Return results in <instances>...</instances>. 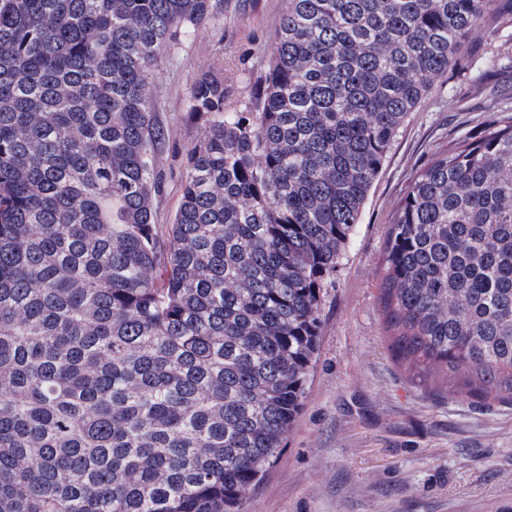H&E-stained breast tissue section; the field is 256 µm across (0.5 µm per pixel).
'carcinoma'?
Listing matches in <instances>:
<instances>
[{
	"mask_svg": "<svg viewBox=\"0 0 512 512\" xmlns=\"http://www.w3.org/2000/svg\"><path fill=\"white\" fill-rule=\"evenodd\" d=\"M235 100L202 70L161 239L159 61L223 0H0V512H239L318 351L323 290L429 82L501 0H286ZM512 101L415 173L380 304L438 391L512 394Z\"/></svg>",
	"mask_w": 512,
	"mask_h": 512,
	"instance_id": "carcinoma-1",
	"label": "carcinoma"
}]
</instances>
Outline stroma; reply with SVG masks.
Instances as JSON below:
<instances>
[{"label":"stroma","mask_w":512,"mask_h":512,"mask_svg":"<svg viewBox=\"0 0 512 512\" xmlns=\"http://www.w3.org/2000/svg\"><path fill=\"white\" fill-rule=\"evenodd\" d=\"M284 8L285 0H224L219 21L158 65L149 92L166 132L160 234L179 205L183 154L200 133L188 113L191 84L220 65L238 76L235 95H248ZM499 26L493 15L469 35L400 128L325 290L302 410L240 512H512V398L480 402L412 384L388 350L379 302L386 236L414 173L512 96L511 72L478 76L492 56L512 54Z\"/></svg>","instance_id":"stroma-1"}]
</instances>
